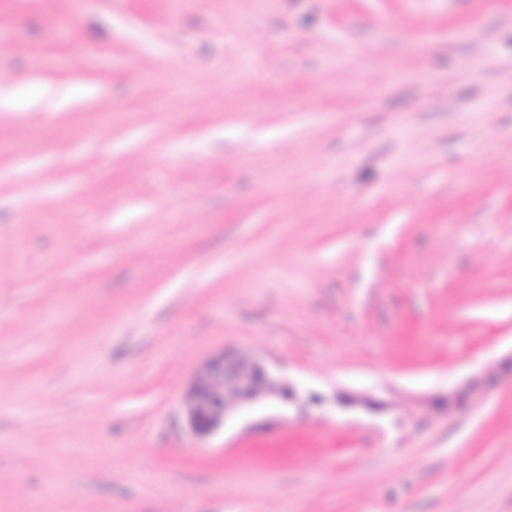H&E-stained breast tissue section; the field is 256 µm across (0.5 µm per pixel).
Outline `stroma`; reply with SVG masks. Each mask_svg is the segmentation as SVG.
Wrapping results in <instances>:
<instances>
[{
  "mask_svg": "<svg viewBox=\"0 0 512 512\" xmlns=\"http://www.w3.org/2000/svg\"><path fill=\"white\" fill-rule=\"evenodd\" d=\"M511 358L512 0H0V512H512ZM268 396L289 400L293 392L260 361L223 350L206 361L191 382L183 407L188 432L204 440L224 426L236 408ZM487 380H473L459 389L448 392V410L453 411L469 404L484 390Z\"/></svg>",
  "mask_w": 512,
  "mask_h": 512,
  "instance_id": "obj_1",
  "label": "stroma"
}]
</instances>
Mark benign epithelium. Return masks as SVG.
Here are the masks:
<instances>
[{"label":"benign epithelium","instance_id":"1","mask_svg":"<svg viewBox=\"0 0 512 512\" xmlns=\"http://www.w3.org/2000/svg\"><path fill=\"white\" fill-rule=\"evenodd\" d=\"M486 381L474 380L448 393V410L469 404L484 390ZM268 396L290 399L285 386L260 361L224 351L211 357L195 374L184 402L188 432L204 440L224 426L236 408L262 401Z\"/></svg>","mask_w":512,"mask_h":512}]
</instances>
